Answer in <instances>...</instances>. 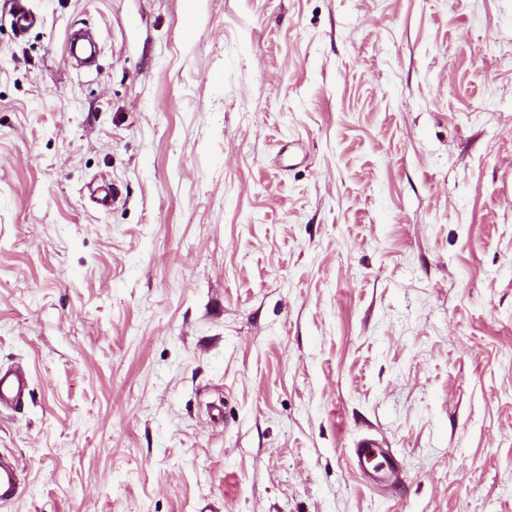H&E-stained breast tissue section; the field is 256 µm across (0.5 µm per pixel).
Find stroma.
Wrapping results in <instances>:
<instances>
[{"label": "stroma", "mask_w": 512, "mask_h": 512, "mask_svg": "<svg viewBox=\"0 0 512 512\" xmlns=\"http://www.w3.org/2000/svg\"><path fill=\"white\" fill-rule=\"evenodd\" d=\"M29 5L20 34L0 0L8 512H512V0ZM365 436L400 481L355 471ZM30 391V374L20 367L0 368V407H11L22 402ZM23 492L18 464L6 455L0 456V508L14 504Z\"/></svg>", "instance_id": "35a3bbf8"}]
</instances>
